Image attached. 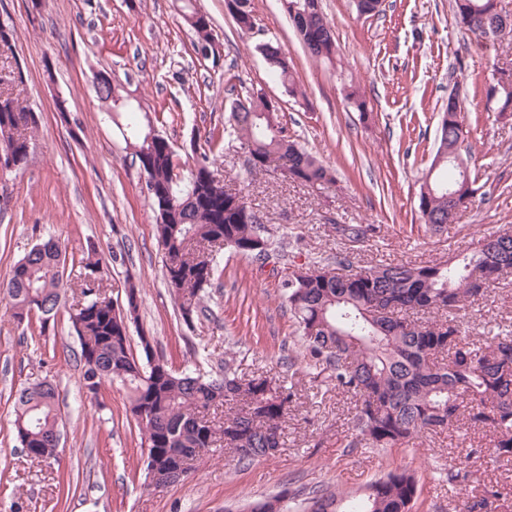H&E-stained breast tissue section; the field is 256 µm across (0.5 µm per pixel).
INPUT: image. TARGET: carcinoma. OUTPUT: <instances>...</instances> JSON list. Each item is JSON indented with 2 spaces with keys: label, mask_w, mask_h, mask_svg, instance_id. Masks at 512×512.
<instances>
[{
  "label": "carcinoma",
  "mask_w": 512,
  "mask_h": 512,
  "mask_svg": "<svg viewBox=\"0 0 512 512\" xmlns=\"http://www.w3.org/2000/svg\"><path fill=\"white\" fill-rule=\"evenodd\" d=\"M283 5L305 49L315 57H331L335 43L318 0H283ZM453 8L460 23L478 35L484 18L501 13L498 0H454ZM180 12L196 35L198 54L217 65L220 53L210 18L192 0H184ZM263 53L271 77L295 91L280 46L268 42ZM22 83V73L0 71V155L18 169L29 156L28 129L35 125L26 100L13 92ZM95 92L124 115L122 135L147 177L148 196L157 211L156 231L167 255L166 286L190 327L208 312L205 291L221 275L213 247L219 244L230 254L248 257L262 270L275 253L274 242L261 233L244 192L226 189L215 179L211 153L192 149L195 158L188 174H176L179 163L170 142L161 135L147 140L148 116H139L109 80L96 83ZM228 94L229 122L254 168L274 164L316 190L335 184L333 169L288 136L265 98L242 94L234 85ZM440 125V132L447 133L446 153L435 152L418 196L420 220L434 231L450 223L448 190L469 181L457 199L463 208L478 191L461 158L466 131L459 112L444 108ZM94 255L89 252L71 276L61 244L50 236L15 263L0 286L20 321L33 312L48 319L66 294H80L69 314L83 363L80 390L93 400L106 384L116 382L128 391L141 446L149 449L141 453L147 487L159 489L151 469L161 473L169 463L178 465L187 451L199 458L224 447L241 461L272 456L270 449L282 445L294 392L277 383L270 394L269 378L242 379L228 367L213 377L191 366L174 370L160 358L154 363L145 335L133 350L130 326L139 323V288L128 282L126 305L115 308L103 291L106 272ZM502 265L512 267V233L495 231L446 264L359 266L338 253L324 263L307 264L308 275L301 281L281 279L298 327L302 361L352 399L356 434L346 444L349 451L403 447L463 418L490 433L496 459L512 462V332L481 339L458 319L468 303L484 298L498 283H478L483 272ZM59 399L53 380L20 389L13 426L27 455H55L53 440L61 433ZM224 406L227 413L217 416ZM469 475L467 459L448 463V485H462ZM417 490L415 476L390 472L370 483L357 512H411ZM490 495L498 499L504 492L485 484L463 499L462 512H476L489 504ZM342 503L339 491L317 492L307 499L304 512H346Z\"/></svg>",
  "instance_id": "cac0c4a2"
}]
</instances>
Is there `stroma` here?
I'll return each instance as SVG.
<instances>
[{
    "label": "stroma",
    "mask_w": 512,
    "mask_h": 512,
    "mask_svg": "<svg viewBox=\"0 0 512 512\" xmlns=\"http://www.w3.org/2000/svg\"><path fill=\"white\" fill-rule=\"evenodd\" d=\"M194 4L212 22L218 65L201 64L176 0H0V27L13 48L0 65L22 71L36 120L26 164L0 177V279L51 235L70 268L96 251L110 271L105 286L115 306L125 302L126 279L138 284L139 330L154 337L172 369L192 364L203 349L209 373L228 362L241 376L287 378L295 396L285 444L251 462L218 450L196 462L185 481L148 489L125 390L105 387L97 403L79 391L72 299L55 317L34 313L20 322L0 295V512H245L283 491L291 512H302L309 493L339 488L356 497L396 469L419 480L411 512H457L462 496L445 480L452 453L468 455L473 487L504 485L509 494L500 512H512V464L492 461L483 432L462 425L403 448L346 452L354 432L350 400L303 365L289 366L295 320L278 277H257L251 259L224 257L206 296L208 316L183 324L165 284L145 175L94 89L96 75L110 74L177 155L217 133V174L245 192L261 226L282 241L280 265L339 252L362 265H426L448 261L484 234L512 229V112H498L486 96L495 75L512 74V33L487 38L466 30L452 0H384L370 18L357 15L353 0H321L336 54L316 59L281 0H253L249 32L239 29L225 0ZM267 40L286 55L298 95L271 79L257 49ZM232 85L277 101L289 132L334 169L335 186L319 192L271 167L249 171L246 153L224 132ZM352 85L365 94L370 118L347 99ZM453 91L478 193L434 233L419 219L417 196ZM340 224L369 233L353 243L337 234ZM464 320L477 336L512 331V277L469 305ZM45 377L59 386L63 438L54 457L34 462L16 438L12 410L18 390Z\"/></svg>",
    "instance_id": "stroma-1"
}]
</instances>
